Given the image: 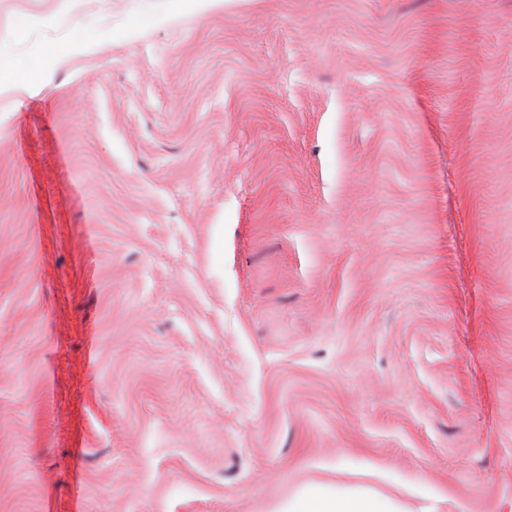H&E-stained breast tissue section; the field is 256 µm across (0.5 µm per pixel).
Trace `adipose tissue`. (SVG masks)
Segmentation results:
<instances>
[{
  "instance_id": "1",
  "label": "adipose tissue",
  "mask_w": 512,
  "mask_h": 512,
  "mask_svg": "<svg viewBox=\"0 0 512 512\" xmlns=\"http://www.w3.org/2000/svg\"><path fill=\"white\" fill-rule=\"evenodd\" d=\"M277 512H406L397 500L365 487H306Z\"/></svg>"
}]
</instances>
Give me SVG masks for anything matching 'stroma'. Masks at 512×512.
I'll use <instances>...</instances> for the list:
<instances>
[{
    "instance_id": "obj_1",
    "label": "stroma",
    "mask_w": 512,
    "mask_h": 512,
    "mask_svg": "<svg viewBox=\"0 0 512 512\" xmlns=\"http://www.w3.org/2000/svg\"><path fill=\"white\" fill-rule=\"evenodd\" d=\"M0 512H512V0H0ZM276 512H406L397 500L365 487H306Z\"/></svg>"
}]
</instances>
